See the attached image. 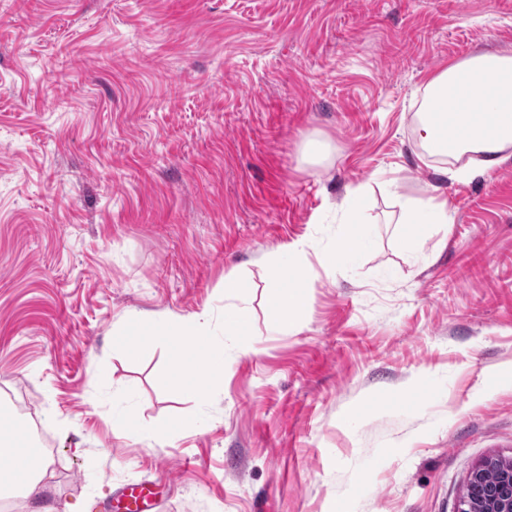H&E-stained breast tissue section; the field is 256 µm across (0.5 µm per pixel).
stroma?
I'll list each match as a JSON object with an SVG mask.
<instances>
[{
    "mask_svg": "<svg viewBox=\"0 0 512 512\" xmlns=\"http://www.w3.org/2000/svg\"><path fill=\"white\" fill-rule=\"evenodd\" d=\"M478 52L512 55V0H0V404L51 473L25 512L126 483L153 512H456L479 460L512 458V157L448 179L413 98ZM360 183L367 240L323 268ZM432 196L447 234L403 251L400 200ZM300 243L305 311L275 332L263 257ZM231 273L256 356L224 336ZM202 311L204 401L161 340L113 346L130 316Z\"/></svg>",
    "mask_w": 512,
    "mask_h": 512,
    "instance_id": "stroma-1",
    "label": "stroma"
}]
</instances>
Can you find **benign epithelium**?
<instances>
[{"label":"benign epithelium","mask_w":512,"mask_h":512,"mask_svg":"<svg viewBox=\"0 0 512 512\" xmlns=\"http://www.w3.org/2000/svg\"><path fill=\"white\" fill-rule=\"evenodd\" d=\"M494 472L493 483L485 482L488 472ZM466 485L476 487L473 497L460 499L458 512H512V459L489 456L470 471Z\"/></svg>","instance_id":"1"}]
</instances>
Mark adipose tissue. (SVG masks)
I'll use <instances>...</instances> for the list:
<instances>
[{"label": "adipose tissue", "instance_id": "1", "mask_svg": "<svg viewBox=\"0 0 512 512\" xmlns=\"http://www.w3.org/2000/svg\"><path fill=\"white\" fill-rule=\"evenodd\" d=\"M456 98V110L448 119L436 116V101L444 92ZM423 102L419 114L417 137L428 156H448L459 160L451 170L454 179L486 174L512 157V56L478 53L450 64L429 78L418 90ZM403 218L409 229L404 236L405 250H419L430 231L447 229L453 216L447 201L429 198L422 205L407 206ZM300 269L289 262L276 260L275 272L266 285V305L274 328H295L305 306V294L298 288ZM245 290L240 276L224 279V333L237 344L240 352L259 354L248 331L249 310L240 306ZM127 327L138 330L140 341L121 336L119 344L129 357H137L146 344L162 339L170 358L167 373L172 384L183 394L203 400L210 380L224 375V352L215 345L206 314L169 317L155 320L132 317ZM193 341L185 350V341ZM0 439L5 440L8 457L21 460L22 468L0 472V495L37 498L49 474L44 456L34 455L35 440L14 414L0 410Z\"/></svg>", "mask_w": 512, "mask_h": 512}]
</instances>
